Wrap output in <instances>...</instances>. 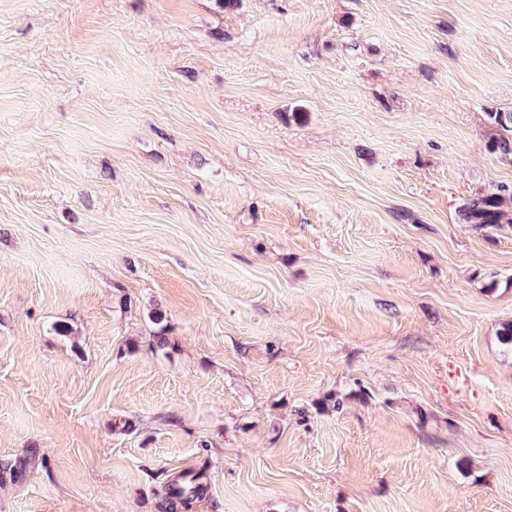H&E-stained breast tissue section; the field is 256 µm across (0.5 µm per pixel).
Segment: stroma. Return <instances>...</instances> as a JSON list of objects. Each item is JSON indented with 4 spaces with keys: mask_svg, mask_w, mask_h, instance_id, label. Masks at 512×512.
<instances>
[{
    "mask_svg": "<svg viewBox=\"0 0 512 512\" xmlns=\"http://www.w3.org/2000/svg\"><path fill=\"white\" fill-rule=\"evenodd\" d=\"M512 0H0V512H512ZM504 197L482 196L469 201L463 209V217L466 223L475 224L482 228L502 224L504 212L501 207ZM202 473L182 475L167 488L165 497L166 512H187L194 499L203 495L206 485Z\"/></svg>",
    "mask_w": 512,
    "mask_h": 512,
    "instance_id": "35a3bbf8",
    "label": "stroma"
}]
</instances>
